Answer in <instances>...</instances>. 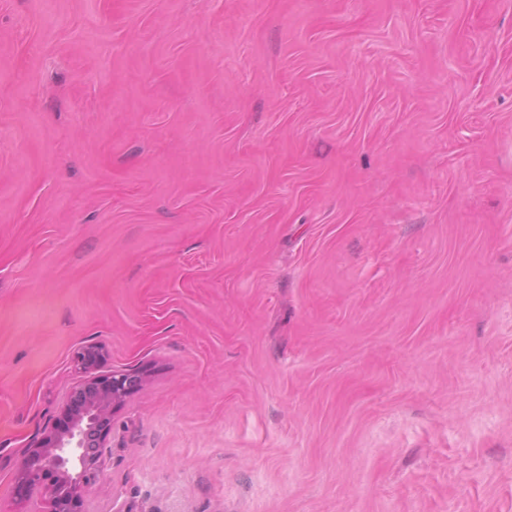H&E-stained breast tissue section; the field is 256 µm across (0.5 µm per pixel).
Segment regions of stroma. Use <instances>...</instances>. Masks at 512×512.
I'll use <instances>...</instances> for the list:
<instances>
[{
    "mask_svg": "<svg viewBox=\"0 0 512 512\" xmlns=\"http://www.w3.org/2000/svg\"><path fill=\"white\" fill-rule=\"evenodd\" d=\"M87 345L91 512H512V0H0V512Z\"/></svg>",
    "mask_w": 512,
    "mask_h": 512,
    "instance_id": "35a3bbf8",
    "label": "stroma"
}]
</instances>
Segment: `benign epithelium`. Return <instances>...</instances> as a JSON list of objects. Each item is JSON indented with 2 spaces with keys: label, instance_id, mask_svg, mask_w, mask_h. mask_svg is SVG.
I'll list each match as a JSON object with an SVG mask.
<instances>
[{
  "label": "benign epithelium",
  "instance_id": "obj_1",
  "mask_svg": "<svg viewBox=\"0 0 512 512\" xmlns=\"http://www.w3.org/2000/svg\"><path fill=\"white\" fill-rule=\"evenodd\" d=\"M106 353L98 345L73 355L85 377L63 407V419L26 449L16 483L31 497L49 499V512H89L88 499L102 468L99 448L112 431V414L141 383L132 373L99 374Z\"/></svg>",
  "mask_w": 512,
  "mask_h": 512
}]
</instances>
